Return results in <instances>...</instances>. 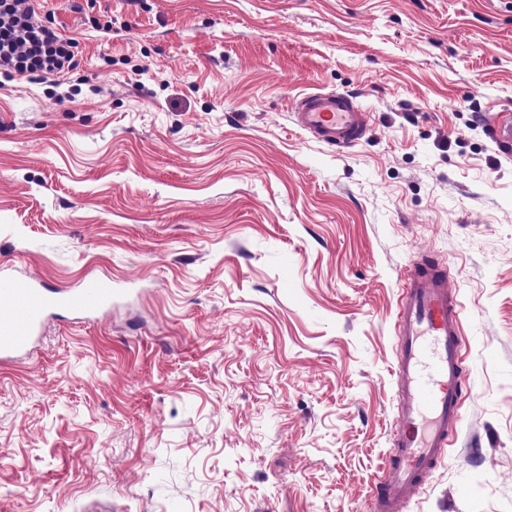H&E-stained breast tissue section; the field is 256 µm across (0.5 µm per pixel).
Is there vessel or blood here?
Wrapping results in <instances>:
<instances>
[{"instance_id": "1", "label": "vessel or blood", "mask_w": 512, "mask_h": 512, "mask_svg": "<svg viewBox=\"0 0 512 512\" xmlns=\"http://www.w3.org/2000/svg\"><path fill=\"white\" fill-rule=\"evenodd\" d=\"M293 123L317 142L351 147L366 135L369 113L354 96L307 92L291 109ZM445 267L418 266L402 280L397 313L396 373L400 408L394 452L373 494L374 512H403L424 476L446 455L448 429L462 404L461 306L448 288ZM112 301V284L86 279L79 288L48 287L39 280L0 278V361L29 352L48 314L66 309L91 315Z\"/></svg>"}]
</instances>
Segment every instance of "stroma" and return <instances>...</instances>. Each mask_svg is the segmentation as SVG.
<instances>
[{
  "label": "stroma",
  "instance_id": "stroma-1",
  "mask_svg": "<svg viewBox=\"0 0 512 512\" xmlns=\"http://www.w3.org/2000/svg\"><path fill=\"white\" fill-rule=\"evenodd\" d=\"M0 81V277L120 284L0 365V512H372L404 274L446 266L463 406L403 512H512V0H39ZM356 96L361 143L290 112ZM33 0H0V75L41 81L74 67L75 40L37 18ZM293 123L317 142L340 150L366 135L369 113L356 98L339 92H307L291 108Z\"/></svg>",
  "mask_w": 512,
  "mask_h": 512
}]
</instances>
